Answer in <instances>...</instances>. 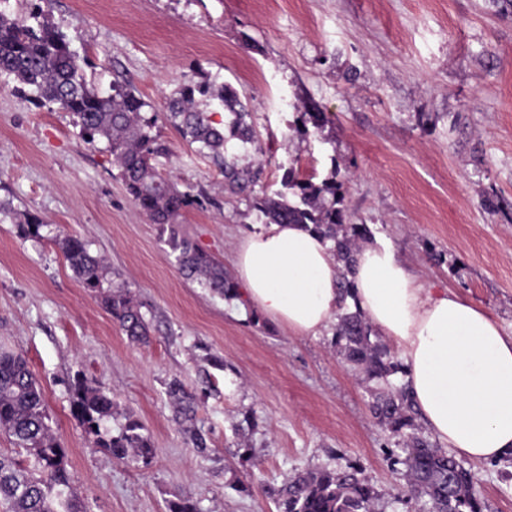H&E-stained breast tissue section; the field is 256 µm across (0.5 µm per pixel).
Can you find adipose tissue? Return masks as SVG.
I'll list each match as a JSON object with an SVG mask.
<instances>
[{
    "instance_id": "1",
    "label": "adipose tissue",
    "mask_w": 512,
    "mask_h": 512,
    "mask_svg": "<svg viewBox=\"0 0 512 512\" xmlns=\"http://www.w3.org/2000/svg\"><path fill=\"white\" fill-rule=\"evenodd\" d=\"M234 276L254 312L296 336L328 329L340 306L359 308L398 350L441 444L477 462L512 453V336L458 294L426 288L387 242L363 246L346 299L331 241L295 224L244 236Z\"/></svg>"
}]
</instances>
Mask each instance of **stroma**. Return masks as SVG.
<instances>
[{"label": "stroma", "mask_w": 512, "mask_h": 512, "mask_svg": "<svg viewBox=\"0 0 512 512\" xmlns=\"http://www.w3.org/2000/svg\"><path fill=\"white\" fill-rule=\"evenodd\" d=\"M52 21L86 57L89 82L132 86L156 119L163 175L199 196L179 229L232 270L239 239L264 227L211 161L164 117L185 82H216L247 105L258 133L240 167L258 191L284 168L316 179L339 167L344 203L388 240L427 287L487 310L512 336V0H51ZM329 117L300 135L304 102ZM0 201L44 223L43 239L0 219V348L41 384L73 491L90 512H166L192 494L199 512H273L260 485L354 463L375 512H428L403 491L399 448L370 415V382L334 339L293 336L187 279L168 233L132 203L105 140L34 104L0 77ZM84 240L152 321L128 339L77 279L54 240ZM222 366H215V359ZM109 390L147 430L146 466L113 461L71 412L76 375ZM201 387L194 423L175 421L172 378ZM206 439L194 446L195 433ZM250 451L242 461L239 449ZM486 512H512V456L466 462Z\"/></svg>", "instance_id": "35a3bbf8"}]
</instances>
